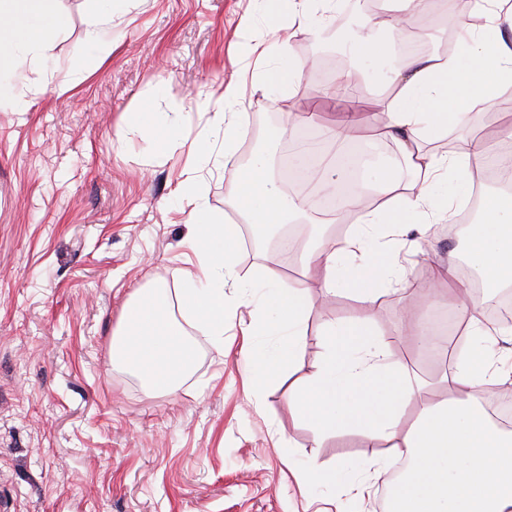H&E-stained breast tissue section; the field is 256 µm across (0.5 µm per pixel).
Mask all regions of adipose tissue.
I'll return each mask as SVG.
<instances>
[{
  "instance_id": "adipose-tissue-1",
  "label": "adipose tissue",
  "mask_w": 512,
  "mask_h": 512,
  "mask_svg": "<svg viewBox=\"0 0 512 512\" xmlns=\"http://www.w3.org/2000/svg\"><path fill=\"white\" fill-rule=\"evenodd\" d=\"M85 40L90 47L80 70L92 73L103 63L97 48L111 32L117 0H92ZM262 13L275 25L288 15L305 22L314 14H331L336 0H261ZM485 19L474 28L448 13L458 33L460 51L404 57L388 78L392 97L379 101L374 120L381 138L394 141L405 166L413 173L409 187L392 177L377 176L375 192L381 202L362 212L357 224L340 239L316 234L298 256L304 276L314 274L326 294L350 295L376 304L385 288L399 284L403 267L385 257L383 238L405 234L408 219L435 224L448 216L447 201L433 197L434 184L452 173L471 180L491 151L481 140L437 156L421 142L448 123L461 121L473 109L499 110L504 76L512 77V0H475ZM59 0H0V101L24 111L15 92L28 68L46 59L58 37L69 27ZM246 55L262 62L257 79L272 92L299 81L307 67L294 59L276 62L268 49L245 45ZM182 193L194 199L190 248L198 273L189 277L179 298L157 285L124 306L121 330L112 341L114 358L136 372L153 391L175 393L194 367L193 344L182 324L172 316L173 305L188 310L212 336L223 338L224 322L232 315L228 287L238 288L252 305L255 322L245 333L270 336L273 351H259L253 365L258 386L275 380L301 347L300 338L314 309L307 283L290 287L265 273L261 296H253L252 282L237 280L240 248L238 227L223 223L207 208L194 177L182 182ZM230 204L254 227L288 224L304 215L308 200L280 194L270 175L269 158L259 152L245 177L228 196ZM470 258L481 271L486 287L512 286V203L489 200L483 218L470 232ZM465 348L454 353L451 365L438 379L446 395L438 401L424 397V384L413 379L406 363L396 360L392 343L381 336L372 317L351 323L325 322L322 359L317 369L290 393L294 412L316 437L359 432L370 454L358 461H342L334 468L304 472V481L318 486L336 484L329 498L338 512L345 498H358L385 483L392 512H512V430L495 424L483 409L480 395L512 384V369L495 366L486 345L493 326L484 301L471 292L457 299ZM413 420H406V412ZM405 459L410 468L398 481L388 478L387 464Z\"/></svg>"
}]
</instances>
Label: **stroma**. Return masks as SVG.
<instances>
[{"instance_id": "obj_1", "label": "stroma", "mask_w": 512, "mask_h": 512, "mask_svg": "<svg viewBox=\"0 0 512 512\" xmlns=\"http://www.w3.org/2000/svg\"><path fill=\"white\" fill-rule=\"evenodd\" d=\"M60 5L69 30L17 86L28 110L0 105V512H324L330 489L300 486L293 469L360 459L364 438L315 439L293 414L288 386L316 370L324 320L366 315L363 303L314 289L292 368L257 393L248 392L243 371L244 306L220 345L174 308L198 350L175 394H149L112 365L124 304L158 282L180 291L183 272L195 269L186 244L193 204L179 185L225 84L244 65L235 46L278 35L259 20L244 25L256 0H128L113 21L111 54L78 82L89 0ZM283 34L291 57L310 63L304 77L281 95L248 91L236 164L199 174L209 209L229 224L244 222L225 193L251 153L291 144L283 110L330 121L371 111L392 93L386 79L400 59L396 48L354 56L349 39L324 42L302 24ZM335 53L349 58L354 98L336 97L316 76V65ZM157 112L179 113L182 147H159ZM511 126L512 114L475 110L425 148L443 155L476 137L504 144ZM352 141L367 156L360 183L379 172L409 183L394 142L376 139L365 122ZM461 259L447 224L433 225L406 263L408 289L379 301L380 334L398 340L397 354L426 380L439 367L400 313L409 304L426 314L412 284L434 265ZM271 267L285 284L300 277L297 264L277 263L270 250L241 248V278Z\"/></svg>"}]
</instances>
